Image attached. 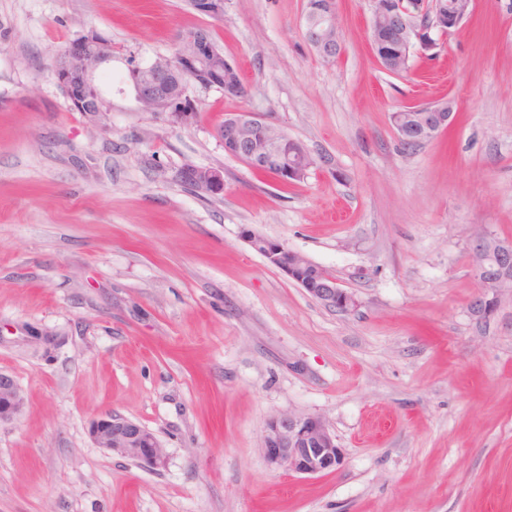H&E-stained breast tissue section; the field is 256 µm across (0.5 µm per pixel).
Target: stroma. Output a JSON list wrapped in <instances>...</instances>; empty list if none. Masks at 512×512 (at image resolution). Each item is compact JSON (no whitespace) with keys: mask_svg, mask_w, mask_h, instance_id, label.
Returning a JSON list of instances; mask_svg holds the SVG:
<instances>
[{"mask_svg":"<svg viewBox=\"0 0 512 512\" xmlns=\"http://www.w3.org/2000/svg\"><path fill=\"white\" fill-rule=\"evenodd\" d=\"M370 0H337L344 50L303 38L306 0H0V370L26 406L0 425V512H512V297L484 327L468 246L512 240V0L474 12L410 70L378 64ZM85 28L103 126L52 72ZM208 29L245 97L195 89L190 127L145 111L129 71ZM454 99L404 148L392 114ZM249 111L316 164L288 185L225 152ZM186 165L224 171L200 197ZM333 272L358 302L314 301L243 239ZM114 411L156 434L158 468L95 447ZM280 412L321 416L342 467L304 478L262 450Z\"/></svg>","mask_w":512,"mask_h":512,"instance_id":"stroma-1","label":"stroma"}]
</instances>
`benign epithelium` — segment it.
<instances>
[{"instance_id": "benign-epithelium-1", "label": "benign epithelium", "mask_w": 512, "mask_h": 512, "mask_svg": "<svg viewBox=\"0 0 512 512\" xmlns=\"http://www.w3.org/2000/svg\"><path fill=\"white\" fill-rule=\"evenodd\" d=\"M369 39L380 66L394 74L409 67L412 54L437 48L439 40L453 33L474 10V0H371ZM193 8L209 17L224 15V0H194ZM303 36L310 48L327 62L340 55L343 40L336 0H307ZM112 56V43L95 29L85 30L69 41L55 59V79L64 96L78 112L89 114L99 125L108 110L92 74ZM236 67L211 40L208 30L198 29L178 37L176 59H158L135 66L129 77L138 102L149 112H165L171 123L187 126L194 115L189 95L192 84L224 92H242ZM455 116V103L448 99L421 105L415 112L393 113L399 137L410 136L425 143L435 140ZM275 126L253 112H229L224 125L215 129L221 143L232 147L231 155L251 168L273 169L281 183L303 179L315 166L314 158L295 146L287 135L270 131ZM203 195L224 192V173L217 168L193 167L179 174ZM248 245L271 265L302 285L312 299L341 313L357 308L353 293L336 276L284 244L244 231ZM470 266L478 290L470 312L478 323L488 321L501 299L512 292V241L482 233L469 247ZM26 399L14 378L0 372V425L18 419ZM89 434L98 448L149 466L164 465L166 451L157 436L139 422L108 412L90 425ZM262 451L274 469L315 477L338 470L344 449L325 421L315 415L278 413L267 422Z\"/></svg>"}]
</instances>
